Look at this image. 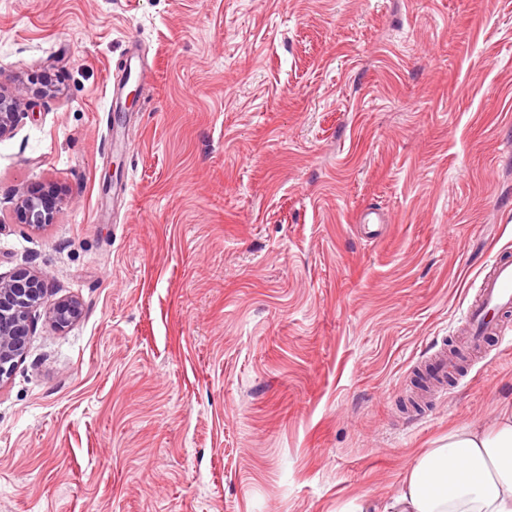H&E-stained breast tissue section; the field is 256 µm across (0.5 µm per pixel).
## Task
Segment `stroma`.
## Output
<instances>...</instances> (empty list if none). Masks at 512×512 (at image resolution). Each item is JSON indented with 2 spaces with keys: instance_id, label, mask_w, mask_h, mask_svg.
Masks as SVG:
<instances>
[{
  "instance_id": "1",
  "label": "stroma",
  "mask_w": 512,
  "mask_h": 512,
  "mask_svg": "<svg viewBox=\"0 0 512 512\" xmlns=\"http://www.w3.org/2000/svg\"><path fill=\"white\" fill-rule=\"evenodd\" d=\"M0 83V275L82 308L0 383V512H349L512 402L495 339L405 406L512 257V0H0ZM136 60V57L134 56L133 52H130V56L128 59V64L125 71V82L122 87H117L115 85L114 92H113V99H112V106L110 104L109 106V112L111 109H119L121 111L122 109V101L124 98V89L130 82H138L140 80L145 79V74H141V68L138 67L133 61ZM113 100H114V107H113ZM23 100V88H8L0 83V139L10 135L17 126ZM60 198L53 192L51 195L30 193L20 199L16 216L20 224L40 227L52 223Z\"/></svg>"
}]
</instances>
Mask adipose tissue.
Instances as JSON below:
<instances>
[{
    "instance_id": "obj_1",
    "label": "adipose tissue",
    "mask_w": 512,
    "mask_h": 512,
    "mask_svg": "<svg viewBox=\"0 0 512 512\" xmlns=\"http://www.w3.org/2000/svg\"><path fill=\"white\" fill-rule=\"evenodd\" d=\"M352 512H512V405L451 429L413 459L392 496Z\"/></svg>"
}]
</instances>
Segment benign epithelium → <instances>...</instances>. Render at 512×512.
<instances>
[{
    "label": "benign epithelium",
    "instance_id": "benign-epithelium-1",
    "mask_svg": "<svg viewBox=\"0 0 512 512\" xmlns=\"http://www.w3.org/2000/svg\"><path fill=\"white\" fill-rule=\"evenodd\" d=\"M23 100V88H8L0 83V140L17 126ZM59 203L55 194H26L20 199L17 220L32 227L50 224ZM47 292L41 274L20 271L8 278L0 276V382L10 378L17 360L23 356L32 313L46 303ZM49 314L54 326L65 327L79 319L81 307L73 299L61 300L50 306Z\"/></svg>",
    "mask_w": 512,
    "mask_h": 512
}]
</instances>
